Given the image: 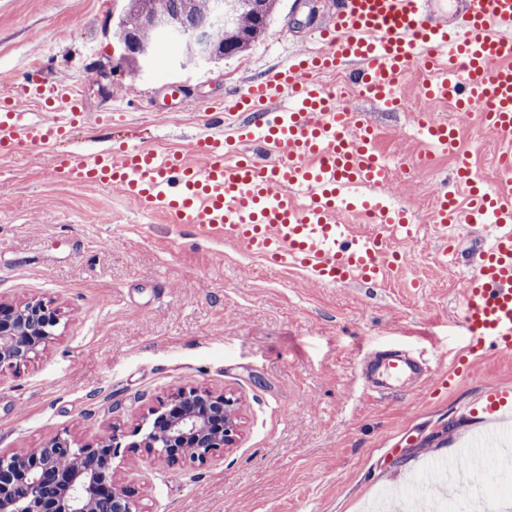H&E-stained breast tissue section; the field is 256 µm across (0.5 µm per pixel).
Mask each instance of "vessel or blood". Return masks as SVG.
<instances>
[{
    "mask_svg": "<svg viewBox=\"0 0 512 512\" xmlns=\"http://www.w3.org/2000/svg\"><path fill=\"white\" fill-rule=\"evenodd\" d=\"M322 48L293 54L287 65L225 101L218 119L230 132L197 141L190 155L126 144L112 152L58 155L53 172L78 185L119 187L146 213L164 212L197 235H222L246 253L277 268H299L312 282L375 284L402 269L389 255L391 236L413 238L417 225L407 210L381 203L359 206L355 189L409 177L378 149V131L315 80L318 72L351 65L363 94L394 112L403 111V78L429 73L425 102H453L502 144V188L473 182L458 157L452 183L469 187L466 210L453 192L440 193L431 213L453 243L450 225L465 222L490 232L462 285L461 323L469 356L512 357V0H338L320 27ZM287 97L277 113L268 100ZM79 87L63 81H30L0 97V155L22 143L50 146L82 119ZM50 109L49 120L24 121L28 103ZM415 128L441 152L456 155L459 129L418 113ZM301 202L289 201V193ZM362 208L375 224L359 234L342 223L344 211ZM374 370L397 381L418 365L402 356L377 357ZM485 414H512V387L486 389Z\"/></svg>",
    "mask_w": 512,
    "mask_h": 512,
    "instance_id": "vessel-or-blood-1",
    "label": "vessel or blood"
}]
</instances>
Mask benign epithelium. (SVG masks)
Wrapping results in <instances>:
<instances>
[{
  "label": "benign epithelium",
  "mask_w": 512,
  "mask_h": 512,
  "mask_svg": "<svg viewBox=\"0 0 512 512\" xmlns=\"http://www.w3.org/2000/svg\"><path fill=\"white\" fill-rule=\"evenodd\" d=\"M144 23L170 29L183 44L182 63L211 60L207 31L186 22ZM60 321L59 310L43 300H0V370L38 356L57 336ZM138 434L127 442L114 426L101 440L77 444L58 434L39 448L0 452V512H143L134 489L117 479L114 458L140 452L170 466L187 459L185 450L192 448V462L211 464L239 437L236 400L224 392L179 388L148 409L144 425L133 432Z\"/></svg>",
  "instance_id": "benign-epithelium-1"
}]
</instances>
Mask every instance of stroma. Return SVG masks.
I'll list each match as a JSON object with an SVG mask.
<instances>
[{
	"label": "stroma",
	"instance_id": "1",
	"mask_svg": "<svg viewBox=\"0 0 512 512\" xmlns=\"http://www.w3.org/2000/svg\"><path fill=\"white\" fill-rule=\"evenodd\" d=\"M125 0H0V95L28 73L80 86L88 121L54 148L24 144L0 157V299L52 302L58 335L35 359L0 372V450L40 447L66 434L77 443L132 431L149 405L182 388L226 391L239 401L240 435L217 462L173 466L147 456L116 458L144 512H367L387 487L441 484L435 460L451 457L490 426L469 405L491 386L512 387V358H478L447 389L441 375L464 350L461 288L489 240L456 231L458 250L441 258L430 223L454 158L371 189L408 209L418 235L394 239L406 263L377 284L320 286L298 269L267 266L225 238H201L160 212L147 214L116 188L71 186L51 174L52 153L78 154L123 143L188 152L223 132L208 112L285 63L288 51L317 49L319 25L335 0H280L264 39L219 66L182 67L161 40L156 64L131 70L114 25ZM411 72L407 109L384 111L360 94L356 108L379 128L378 148L409 165L427 145L411 127L420 108ZM438 121L458 123L461 149L486 187L501 182L500 144L438 104ZM398 349L427 360V380L371 391L363 368ZM512 491V468L488 452L471 483Z\"/></svg>",
	"mask_w": 512,
	"mask_h": 512
}]
</instances>
